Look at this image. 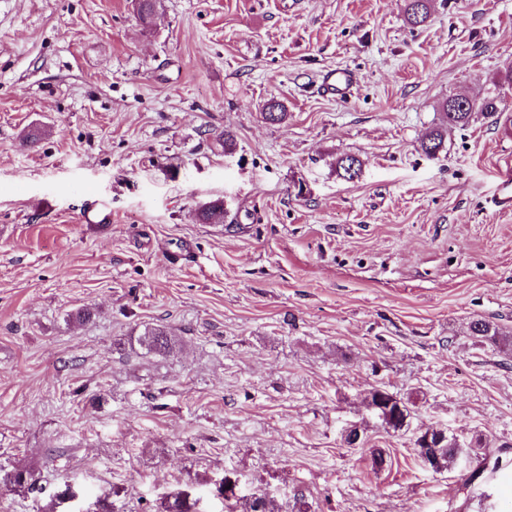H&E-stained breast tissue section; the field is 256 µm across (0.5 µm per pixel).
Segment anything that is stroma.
Segmentation results:
<instances>
[{"instance_id": "35a3bbf8", "label": "stroma", "mask_w": 512, "mask_h": 512, "mask_svg": "<svg viewBox=\"0 0 512 512\" xmlns=\"http://www.w3.org/2000/svg\"><path fill=\"white\" fill-rule=\"evenodd\" d=\"M405 7L163 0L146 28L131 0H0V475L36 478L0 512H70L67 480L111 512L183 489L224 512L227 473L279 512H512V345L469 332L512 334V0ZM457 95L499 109L426 154ZM157 325L173 353L138 346ZM376 387L407 427L366 411ZM431 427L449 470L415 451ZM355 83L352 73L346 70H329L321 78L319 89L326 95L343 97ZM444 441L440 447H436L435 436L431 437V444L428 443L426 439V432L421 433L416 437L414 441V447L416 448L417 454L421 458H429L430 456L434 457L436 460V464L434 471H442L448 470L452 468L459 456H460V448L454 438H448V435L442 430Z\"/></svg>"}]
</instances>
